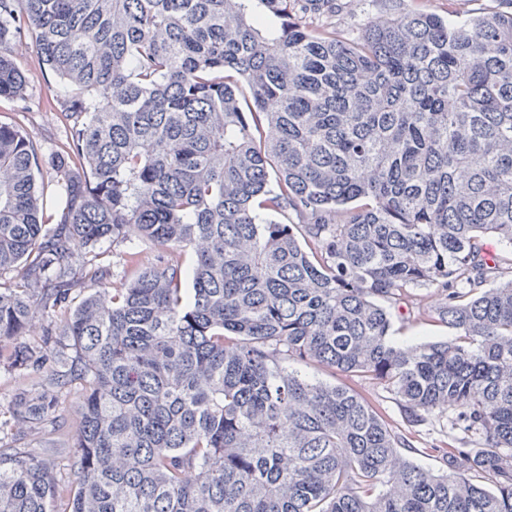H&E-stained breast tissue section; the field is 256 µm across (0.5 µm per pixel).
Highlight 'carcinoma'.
Returning <instances> with one entry per match:
<instances>
[{
  "label": "carcinoma",
  "mask_w": 512,
  "mask_h": 512,
  "mask_svg": "<svg viewBox=\"0 0 512 512\" xmlns=\"http://www.w3.org/2000/svg\"><path fill=\"white\" fill-rule=\"evenodd\" d=\"M320 2L0 0V98H27L22 36L70 87L50 154L0 122V276L24 265L0 340L48 319L0 353L37 379L0 435L83 381L74 489L5 446L0 512H512V258L483 247L512 248V14L404 10L347 42L306 23ZM132 230L160 252L99 287L97 246ZM411 288L455 336L391 341ZM287 361L474 439L425 469L360 393Z\"/></svg>",
  "instance_id": "cac0c4a2"
}]
</instances>
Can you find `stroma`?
Here are the masks:
<instances>
[{"label":"stroma","instance_id":"1","mask_svg":"<svg viewBox=\"0 0 512 512\" xmlns=\"http://www.w3.org/2000/svg\"><path fill=\"white\" fill-rule=\"evenodd\" d=\"M335 3L333 21L339 38L343 40L356 39L367 19L385 12L380 0H335ZM405 5L451 20L462 13L474 17L488 12H512V0H468L464 7L459 5L458 0H405ZM9 53L31 76L28 94L34 106L32 110L25 111L19 102L0 99V118L15 120L22 125L34 144L43 152H50L54 145L63 141L64 127L56 111L45 107L44 102L65 94L66 88L51 74L41 72L36 46L30 37L11 43ZM412 295V302L391 309L393 341L406 347L427 341H444L451 337V330L435 318L434 309L440 303L439 296L426 288L413 289ZM346 383L377 405L395 431L409 438L412 446L408 454L410 460L435 472L444 470L441 457L434 454L433 449L449 443L446 418L431 417L418 425L409 423L401 402L381 387L355 377L347 378ZM79 402L80 385L75 382L61 399L58 417L28 431L20 441L22 447L44 454L64 478L69 475L67 456L77 436Z\"/></svg>","mask_w":512,"mask_h":512}]
</instances>
